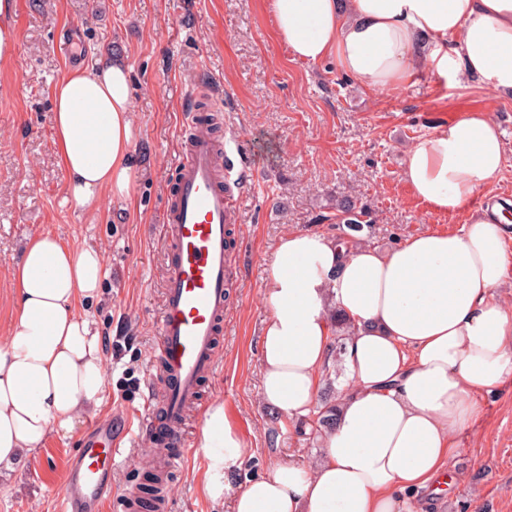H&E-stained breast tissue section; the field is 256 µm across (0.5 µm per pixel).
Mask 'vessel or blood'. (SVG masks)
I'll list each match as a JSON object with an SVG mask.
<instances>
[{"instance_id": "obj_1", "label": "vessel or blood", "mask_w": 512, "mask_h": 512, "mask_svg": "<svg viewBox=\"0 0 512 512\" xmlns=\"http://www.w3.org/2000/svg\"><path fill=\"white\" fill-rule=\"evenodd\" d=\"M183 160L164 202L163 242L166 276L154 358L160 381H147L139 430L155 444L170 447L159 463L182 462L188 432L186 411L198 400L203 379L215 378L216 342L224 321L228 287L237 274L228 235L236 193L255 184L256 166L233 168L240 155L235 137L216 147L208 123L191 121ZM129 427L94 423L64 472L60 512H106L112 467Z\"/></svg>"}]
</instances>
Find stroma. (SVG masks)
I'll list each match as a JSON object with an SVG mask.
<instances>
[{"mask_svg": "<svg viewBox=\"0 0 512 512\" xmlns=\"http://www.w3.org/2000/svg\"><path fill=\"white\" fill-rule=\"evenodd\" d=\"M17 50L0 63V334L16 312L14 266L30 237L102 249L107 277L98 299L83 306L102 338L107 368L100 405L73 435H50L43 448L0 471V512H57L63 475L92 422L122 417L142 401L153 374L165 254L161 210L175 179L179 146L188 132L186 108L207 90L217 138L234 133L261 177L233 214L232 242L240 274L229 290L224 334L216 351V381L203 382L189 413L198 434L217 398L244 439L243 467L225 480L221 501L204 491L206 460L198 453L168 475L171 512H230L228 499L277 460L312 464L320 437L313 416L279 418L259 394V343L266 310L259 285L280 236L288 230L335 239L347 232L336 199L356 198L366 228L354 241L382 251L427 229L457 231L470 212L429 211L404 180L414 141L480 110L503 133L505 165L495 193L512 188V97L478 84L453 88L429 73L416 82L374 92L346 76L333 60L293 59L274 30L266 0H13ZM77 32L81 49L57 48ZM123 56L130 68L139 136L138 173L129 200H104L89 216L67 199L51 127L56 83L89 52ZM475 422L458 432L459 451L446 492H411L409 512H512V382L478 397ZM132 461L112 471V496L136 489L151 470L148 437L127 442Z\"/></svg>", "mask_w": 512, "mask_h": 512, "instance_id": "stroma-1", "label": "stroma"}]
</instances>
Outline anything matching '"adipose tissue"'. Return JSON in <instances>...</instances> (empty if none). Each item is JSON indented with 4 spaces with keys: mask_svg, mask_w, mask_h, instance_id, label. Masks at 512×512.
Here are the masks:
<instances>
[{
    "mask_svg": "<svg viewBox=\"0 0 512 512\" xmlns=\"http://www.w3.org/2000/svg\"><path fill=\"white\" fill-rule=\"evenodd\" d=\"M293 58L335 59L371 90L422 71L512 95V0H267ZM54 144L68 200L97 214L135 177L129 69L122 57L71 68L53 90ZM504 143L490 112H472L412 145L404 179L431 211L453 214L490 192ZM512 216L471 213L457 232L425 230L386 252L285 232L266 267L260 398L285 418L317 404L336 313L351 325L349 381L315 464L277 461L235 492L232 512H402L408 490L441 480L453 437L479 414L476 395L512 380V306L495 299ZM107 274L100 248L29 239L12 274L17 312L0 336V469L68 437L99 406L102 341L81 312ZM205 491L224 496L247 447L224 411L205 410L196 438Z\"/></svg>",
    "mask_w": 512,
    "mask_h": 512,
    "instance_id": "obj_1",
    "label": "adipose tissue"
}]
</instances>
